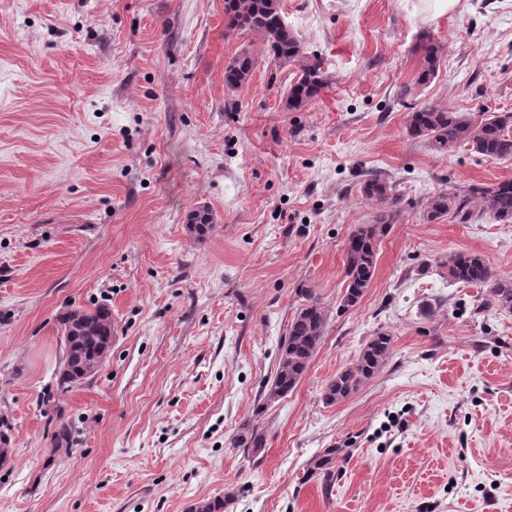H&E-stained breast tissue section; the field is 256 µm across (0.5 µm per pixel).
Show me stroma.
I'll use <instances>...</instances> for the list:
<instances>
[{
    "mask_svg": "<svg viewBox=\"0 0 512 512\" xmlns=\"http://www.w3.org/2000/svg\"><path fill=\"white\" fill-rule=\"evenodd\" d=\"M327 85L286 106L296 67L231 31L224 0H0V512H512V313L450 283L453 252L512 278V224L427 221L444 189L512 179V160L436 152L424 105L512 112V0H281ZM442 46L420 83V45ZM256 67L229 91L242 51ZM398 217L361 301L344 249ZM214 228L195 240L188 214ZM313 289L327 325L269 402L289 321ZM104 303L105 364L59 392V316ZM383 331L381 370L325 386ZM260 451L235 447L245 423ZM336 451L332 483L310 475ZM255 65V57L247 51H242L224 68V85L230 91L245 86L251 76ZM393 191V186L388 181L378 177L366 180L361 187L364 198L377 202L379 207L370 224L357 225L347 241L344 260L347 285L343 298L346 307L357 304L371 283L375 269L376 246L396 216L391 210V204L397 199L391 195ZM189 232L197 240H202L213 229V215L208 208L197 209L189 216Z\"/></svg>",
    "mask_w": 512,
    "mask_h": 512,
    "instance_id": "1",
    "label": "stroma"
}]
</instances>
